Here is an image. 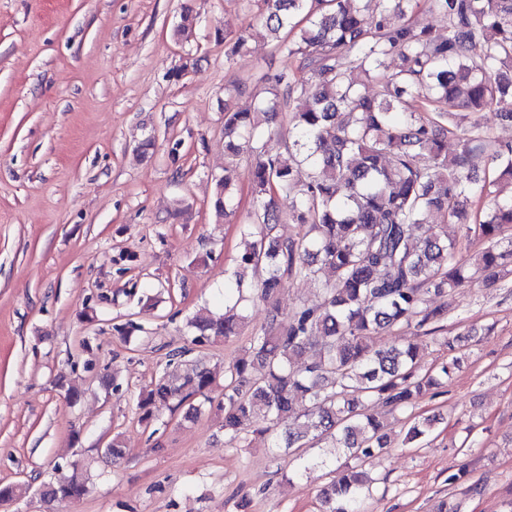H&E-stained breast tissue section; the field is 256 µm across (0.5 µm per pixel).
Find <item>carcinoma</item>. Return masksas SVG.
<instances>
[{"instance_id": "cac0c4a2", "label": "carcinoma", "mask_w": 512, "mask_h": 512, "mask_svg": "<svg viewBox=\"0 0 512 512\" xmlns=\"http://www.w3.org/2000/svg\"><path fill=\"white\" fill-rule=\"evenodd\" d=\"M425 2L445 18L436 31L409 19ZM259 21L279 51L295 61L265 77L266 95L247 110L224 107L229 157L237 140L251 144V222L235 265L224 271V312L198 311L191 341L246 336L224 367V436H272L277 462L293 455L292 475L308 469L295 451L330 440L347 451L320 490L319 512H364L371 480L366 466L391 447L382 408L403 412L439 385L458 363L421 373L426 339L438 341L448 309L427 294L452 293L468 282L493 284L512 267V141L494 139L480 113L512 123V0H263ZM317 81L306 84V78ZM289 112L295 138L272 153L280 113ZM457 152L448 156V138ZM487 153L493 178L471 167ZM231 167L224 168L218 217L238 212ZM294 197L289 217L296 238L277 232L276 199ZM487 201L483 215L469 211ZM436 215L461 226L462 238L484 247L466 258L458 243L417 229ZM310 281L321 303L285 310L284 280ZM266 306L249 327L244 303ZM405 335L399 336L397 332ZM188 347L174 351L138 395L139 421L159 413H200L213 378ZM434 430L413 419L404 443ZM86 492L78 466L41 485L48 504Z\"/></svg>"}]
</instances>
